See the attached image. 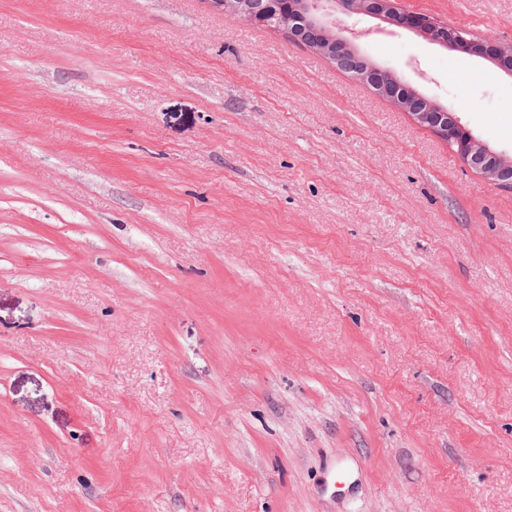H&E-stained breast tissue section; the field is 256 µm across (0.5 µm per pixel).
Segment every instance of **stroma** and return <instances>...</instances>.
<instances>
[{
	"label": "stroma",
	"instance_id": "35a3bbf8",
	"mask_svg": "<svg viewBox=\"0 0 512 512\" xmlns=\"http://www.w3.org/2000/svg\"><path fill=\"white\" fill-rule=\"evenodd\" d=\"M347 24L512 148V78ZM0 512H512V188L210 0H0Z\"/></svg>",
	"mask_w": 512,
	"mask_h": 512
}]
</instances>
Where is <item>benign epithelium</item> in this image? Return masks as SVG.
I'll return each instance as SVG.
<instances>
[{
  "label": "benign epithelium",
  "instance_id": "1",
  "mask_svg": "<svg viewBox=\"0 0 512 512\" xmlns=\"http://www.w3.org/2000/svg\"><path fill=\"white\" fill-rule=\"evenodd\" d=\"M213 3L228 18L263 26L272 25L296 42L302 41V36L309 28L323 30L326 41L312 46L314 51L334 61V48L343 46L349 49L354 57L367 64V70L358 79L367 82L379 95L402 109L408 108L410 99L419 100L422 108L414 114L417 121L440 138L456 143L463 162L490 183L501 187L512 186V154L491 147L471 131L463 129L456 113L433 102L389 68L373 61L357 48L347 36V27L341 19L345 11L340 9L339 0H298L295 9L286 15L281 12L278 0H213ZM348 12L389 22L398 14L395 0H351ZM404 28L442 48L466 49L471 54L497 65L506 75L512 77V67L507 65L512 60V49L494 39L474 40L463 27L442 28L437 22L423 15L408 17Z\"/></svg>",
  "mask_w": 512,
  "mask_h": 512
}]
</instances>
